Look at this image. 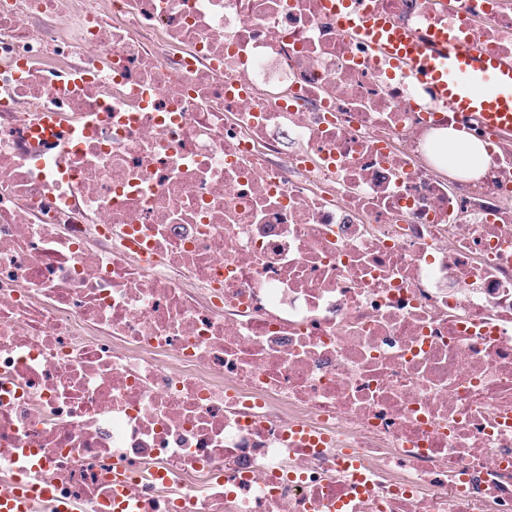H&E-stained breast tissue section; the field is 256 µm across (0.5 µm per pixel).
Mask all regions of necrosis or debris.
<instances>
[{"instance_id": "necrosis-or-debris-1", "label": "necrosis or debris", "mask_w": 512, "mask_h": 512, "mask_svg": "<svg viewBox=\"0 0 512 512\" xmlns=\"http://www.w3.org/2000/svg\"><path fill=\"white\" fill-rule=\"evenodd\" d=\"M359 2L512 58V0ZM444 110L325 0H0V486L512 512V139L449 180Z\"/></svg>"}]
</instances>
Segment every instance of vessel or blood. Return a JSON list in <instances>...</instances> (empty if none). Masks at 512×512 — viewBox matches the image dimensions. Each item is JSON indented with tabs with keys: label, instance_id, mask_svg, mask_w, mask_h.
I'll return each mask as SVG.
<instances>
[{
	"label": "vessel or blood",
	"instance_id": "b4317fda",
	"mask_svg": "<svg viewBox=\"0 0 512 512\" xmlns=\"http://www.w3.org/2000/svg\"><path fill=\"white\" fill-rule=\"evenodd\" d=\"M343 33L369 46L395 70L447 104L455 120L478 115L488 129L512 131V63L482 53L476 36L433 28L421 37L384 16L359 10L354 0H327ZM52 490L34 481L0 492V512H33Z\"/></svg>",
	"mask_w": 512,
	"mask_h": 512
}]
</instances>
